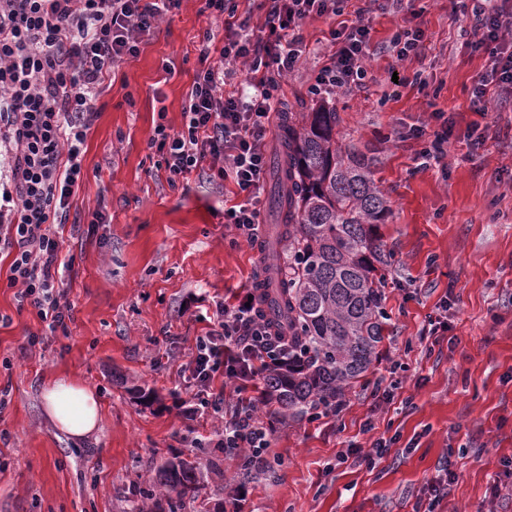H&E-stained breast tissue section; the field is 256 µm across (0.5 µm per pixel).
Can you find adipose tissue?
Returning <instances> with one entry per match:
<instances>
[{
    "label": "adipose tissue",
    "instance_id": "obj_1",
    "mask_svg": "<svg viewBox=\"0 0 512 512\" xmlns=\"http://www.w3.org/2000/svg\"><path fill=\"white\" fill-rule=\"evenodd\" d=\"M42 402L54 426L73 439L86 438L100 425L98 393L76 379L58 377L49 381Z\"/></svg>",
    "mask_w": 512,
    "mask_h": 512
}]
</instances>
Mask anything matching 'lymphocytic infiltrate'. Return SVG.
Listing matches in <instances>:
<instances>
[{
  "label": "lymphocytic infiltrate",
  "instance_id": "obj_1",
  "mask_svg": "<svg viewBox=\"0 0 512 512\" xmlns=\"http://www.w3.org/2000/svg\"><path fill=\"white\" fill-rule=\"evenodd\" d=\"M344 0H260L265 34L251 38L236 0H205L223 15L226 36L220 62L196 71L179 130L157 125L150 147L172 179L187 178L203 161L209 177L231 182L241 203L226 208L225 223L251 241L261 224L260 196L266 179L265 141L281 105L284 78L302 55L298 29L309 18L337 19L328 31L334 51L312 76L319 97L349 91L366 78L371 19L382 0H365L355 18L343 20ZM180 0H0V144L7 162L0 177V250L12 257L8 287L19 303L33 307L49 329L64 326L70 307L59 286L69 263L55 232L84 179L81 158L99 108L105 79L127 59L164 13ZM471 51L488 63L471 90L476 111L490 91L512 98V0H476ZM242 62L241 87L225 90L224 68ZM208 330L187 364L193 400L224 416L218 447L233 455H265L269 428L258 401L246 392L271 364L287 360L289 341L262 323L245 298L209 304ZM234 384L238 397L225 407L216 378ZM457 460L448 455L435 480L426 482L418 512H435L454 484Z\"/></svg>",
  "mask_w": 512,
  "mask_h": 512
}]
</instances>
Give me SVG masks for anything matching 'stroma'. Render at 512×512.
<instances>
[{
    "label": "stroma",
    "instance_id": "stroma-1",
    "mask_svg": "<svg viewBox=\"0 0 512 512\" xmlns=\"http://www.w3.org/2000/svg\"><path fill=\"white\" fill-rule=\"evenodd\" d=\"M421 29L422 53L408 60L402 84L389 80L396 32ZM329 23L305 20L306 44L283 82L287 111L315 105L310 79L330 44ZM216 49L224 19L204 0H181L144 37L138 55L101 87V112L83 156L84 181L58 235L72 264L64 278L72 318L50 330L19 306L0 254V512H126L132 487L179 455L206 463L216 438L211 410L195 405L184 371L198 336L200 295L244 293L278 250L275 220L264 211L258 239H235L224 208L237 198L210 181L208 166L170 182L149 147L156 125L179 129L204 35ZM471 13L450 0H388L373 20L368 74L359 88L328 95L340 133L378 158L375 179L391 206L379 232L394 255L384 307L389 314L378 359L347 390L340 415L274 423V472L250 481L242 512H413L417 496L449 449L461 450L458 478L439 512H512V102L489 94L487 111L470 108L486 60L470 52ZM445 112L451 128L444 165L418 168L421 142L393 130L425 125ZM484 136L471 149L469 134ZM103 221L89 225L91 212ZM414 298L403 301L404 292ZM448 302L449 341L425 353L420 335L440 300ZM38 336L28 346V336ZM72 377L101 400L99 429L82 442L58 431L42 405L44 385ZM394 400L374 412L376 379ZM154 390L146 405L132 385ZM375 428L365 431L366 421ZM393 438L375 468L336 456L348 442ZM504 491L492 499L490 486Z\"/></svg>",
    "mask_w": 512,
    "mask_h": 512
}]
</instances>
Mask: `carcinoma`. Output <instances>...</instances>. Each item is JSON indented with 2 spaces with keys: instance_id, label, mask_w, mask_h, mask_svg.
<instances>
[{
  "instance_id": "carcinoma-1",
  "label": "carcinoma",
  "mask_w": 512,
  "mask_h": 512,
  "mask_svg": "<svg viewBox=\"0 0 512 512\" xmlns=\"http://www.w3.org/2000/svg\"><path fill=\"white\" fill-rule=\"evenodd\" d=\"M338 124L334 108L288 113L285 158L273 164L269 208L288 267L271 266L257 296L265 320L288 327L292 347L305 354L262 374L263 403L281 421L335 408L384 339L377 273L391 253L378 227L390 209L375 180L377 157L339 137ZM268 469L264 459L245 461L237 476ZM202 483L197 462L174 457L129 502L137 512H184Z\"/></svg>"
}]
</instances>
